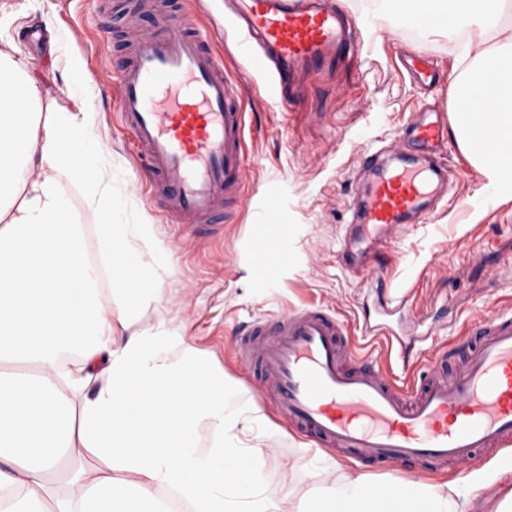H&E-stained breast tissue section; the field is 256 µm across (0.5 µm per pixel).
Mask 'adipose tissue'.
Masks as SVG:
<instances>
[{"mask_svg":"<svg viewBox=\"0 0 512 512\" xmlns=\"http://www.w3.org/2000/svg\"><path fill=\"white\" fill-rule=\"evenodd\" d=\"M424 3L468 39L449 78L453 135L491 194L511 200L512 37L496 27L512 0H389L398 14ZM90 125L83 108L46 109L27 60L0 50V512H474L454 481H397L371 505L364 475L321 484L313 500L266 493L256 456L272 422L225 407L223 374L190 343L166 354L144 326L154 291L135 277L143 254L128 226L102 224L105 266L77 243L64 181L100 206L112 193L107 144L88 150ZM487 133L491 155L475 146ZM112 294L140 323L120 343Z\"/></svg>","mask_w":512,"mask_h":512,"instance_id":"1","label":"adipose tissue"}]
</instances>
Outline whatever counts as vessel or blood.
<instances>
[{"instance_id": "1", "label": "vessel or blood", "mask_w": 512, "mask_h": 512, "mask_svg": "<svg viewBox=\"0 0 512 512\" xmlns=\"http://www.w3.org/2000/svg\"><path fill=\"white\" fill-rule=\"evenodd\" d=\"M230 15L258 41L253 70L276 66L304 81L331 73L353 50L350 26L331 0H235ZM159 31L133 42L119 71L118 110L152 174L149 190L172 221L207 224L247 180L245 117L210 36L187 14L155 0ZM440 115L412 116L403 136L365 148L348 206L352 237L366 249L391 242L403 225L423 223L448 193L439 149ZM253 253L268 281L280 269L273 239ZM346 325L315 306L256 320L242 336L239 359L260 369L256 393L273 394L283 415L319 446L397 468L408 459L463 466L479 452L512 444V311L479 320L481 341L465 368L447 376L433 361L420 384L397 385L343 363Z\"/></svg>"}]
</instances>
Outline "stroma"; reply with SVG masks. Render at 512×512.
Segmentation results:
<instances>
[{
	"label": "stroma",
	"mask_w": 512,
	"mask_h": 512,
	"mask_svg": "<svg viewBox=\"0 0 512 512\" xmlns=\"http://www.w3.org/2000/svg\"><path fill=\"white\" fill-rule=\"evenodd\" d=\"M336 3L355 22L357 53L333 78L311 80L298 100L275 95L232 37L211 40L228 80L240 89L249 178L239 202L220 221L191 230L170 222L162 202L149 194L145 170L116 110L115 77L128 61L129 32L157 33L154 13L140 0H0V50L28 59L45 102L68 107L77 98L95 114L94 128L111 149L112 216L140 224L152 245L144 253L141 278L158 291L150 321L164 331L167 351L191 342L223 371L227 407L249 406L276 424L262 461L265 487L304 499L319 491L311 473L315 464L323 466L329 482L341 472L366 474L375 484L389 483L391 476L371 461L336 453L324 458L282 418L274 396L253 393L238 366L244 326L311 301L352 327L370 319L405 328L404 311L379 302L375 281L383 279L394 293L411 294L421 354L409 364H393L379 343L351 335L347 342L358 359L350 368L400 381L420 377L440 356L449 372L459 371L477 341L471 319L512 308V200H494L479 169L453 141L447 146L451 187L440 210L426 223L402 228L386 261L372 262L366 277L342 264L358 149L390 142L411 113L447 111L448 77L465 65V40L402 26L381 0ZM413 52L430 59L433 84L399 70L402 56ZM65 191L82 218L84 251L97 252L103 242L99 214L88 209L81 184L66 182ZM271 198L288 224L281 241L288 262L276 283L266 282L252 255L254 240L266 234L263 208ZM508 456L512 445L480 453L462 468L418 461L403 468L433 482L490 470ZM328 460L335 469H325Z\"/></svg>",
	"instance_id": "obj_1"
}]
</instances>
